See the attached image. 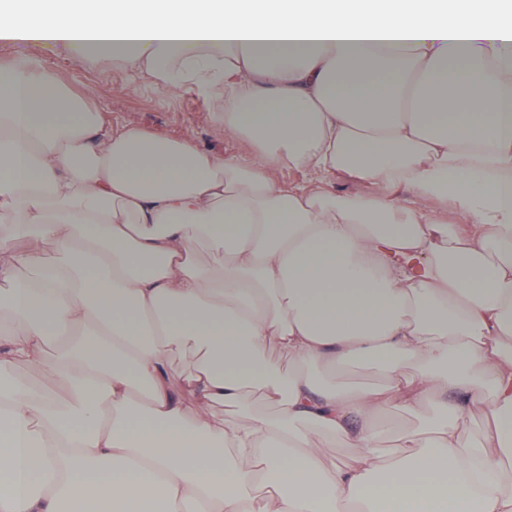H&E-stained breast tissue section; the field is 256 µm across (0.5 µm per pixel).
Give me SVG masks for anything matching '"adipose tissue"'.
<instances>
[{"mask_svg": "<svg viewBox=\"0 0 512 512\" xmlns=\"http://www.w3.org/2000/svg\"><path fill=\"white\" fill-rule=\"evenodd\" d=\"M0 40L223 96L254 149L0 63V512H512L503 0H29ZM20 364L67 397L7 381ZM363 365L376 382L342 379Z\"/></svg>", "mask_w": 512, "mask_h": 512, "instance_id": "ef3b65f1", "label": "adipose tissue"}]
</instances>
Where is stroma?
I'll use <instances>...</instances> for the list:
<instances>
[{"instance_id":"1","label":"stroma","mask_w":512,"mask_h":512,"mask_svg":"<svg viewBox=\"0 0 512 512\" xmlns=\"http://www.w3.org/2000/svg\"><path fill=\"white\" fill-rule=\"evenodd\" d=\"M24 53L50 68L68 86L86 92L88 106L108 113L113 121L147 128L166 136H190L201 147L251 158L250 145L227 138L212 114L218 104L193 92L172 94L149 79L101 61H78L37 44L0 42V60Z\"/></svg>"}]
</instances>
